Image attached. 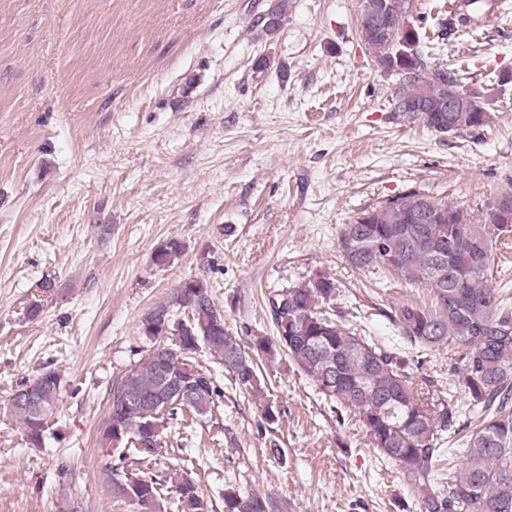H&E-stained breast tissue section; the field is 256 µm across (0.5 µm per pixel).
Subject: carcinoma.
I'll return each mask as SVG.
<instances>
[{
  "instance_id": "1",
  "label": "carcinoma",
  "mask_w": 512,
  "mask_h": 512,
  "mask_svg": "<svg viewBox=\"0 0 512 512\" xmlns=\"http://www.w3.org/2000/svg\"><path fill=\"white\" fill-rule=\"evenodd\" d=\"M286 3L277 0L264 16L268 33L283 26ZM406 13V0H361L358 14L362 40L378 54L379 66L398 76L396 111L441 135L482 131L491 115L481 96L461 84L457 68L429 61ZM488 217L489 223L478 224L461 208L410 192L362 208L339 238L343 257L354 269L431 288L434 308L404 303L390 320L420 349L448 346L450 359L462 364L472 404L485 414L467 436L459 473L448 478L444 493L429 492L427 482L443 456L445 439L462 432L456 427L455 403L434 380L414 379L393 352L337 323L336 314L326 309L336 298V282L322 272L269 293L275 336L254 337L250 352L217 327L224 313L206 283L193 279L175 288L170 300L142 319V333L152 346L112 384L111 391L136 396L139 403L124 410L110 401L103 440L153 453L161 447L169 417L212 413L222 392L212 375L192 362L202 345L239 385L258 395L263 391L253 353L270 359L283 354L325 397L353 411L378 454L423 492L425 512H512V305L488 278L493 252L508 245L502 234L512 226V180L498 190ZM184 251L185 243L172 236L155 249L153 262L169 266ZM168 379L183 394L166 404L160 395ZM28 383L40 387L35 400H17L11 410L26 441L39 448L58 406L61 380L46 368ZM169 481L181 512H205L196 484L177 472ZM107 483L113 497L133 502L139 512H161L154 478L111 469ZM286 509L271 496L224 493V512Z\"/></svg>"
}]
</instances>
